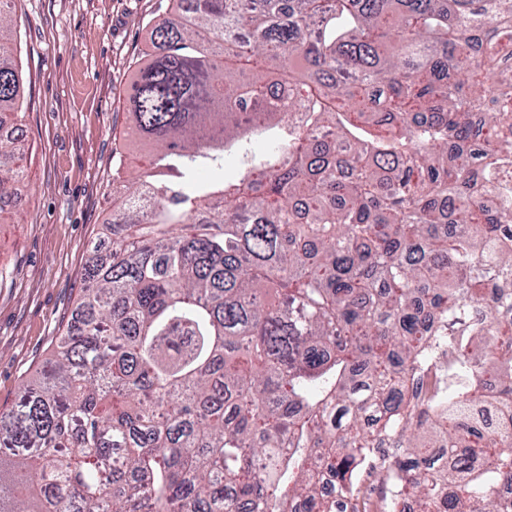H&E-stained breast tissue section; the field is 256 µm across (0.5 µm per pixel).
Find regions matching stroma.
<instances>
[{"mask_svg":"<svg viewBox=\"0 0 512 512\" xmlns=\"http://www.w3.org/2000/svg\"><path fill=\"white\" fill-rule=\"evenodd\" d=\"M170 0H14L24 94V178L0 224V408L48 357L75 309L91 251L106 250L112 174L147 168L128 140L127 91Z\"/></svg>","mask_w":512,"mask_h":512,"instance_id":"obj_1","label":"stroma"}]
</instances>
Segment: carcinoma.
<instances>
[{"instance_id": "obj_1", "label": "carcinoma", "mask_w": 512, "mask_h": 512, "mask_svg": "<svg viewBox=\"0 0 512 512\" xmlns=\"http://www.w3.org/2000/svg\"><path fill=\"white\" fill-rule=\"evenodd\" d=\"M191 2L128 97L152 167L113 174L119 236L0 410V512H345L389 438L417 512H512V191L482 196L512 171V0ZM230 149L236 180L182 190ZM432 336L446 413L408 399ZM483 387L508 400L473 410Z\"/></svg>"}]
</instances>
